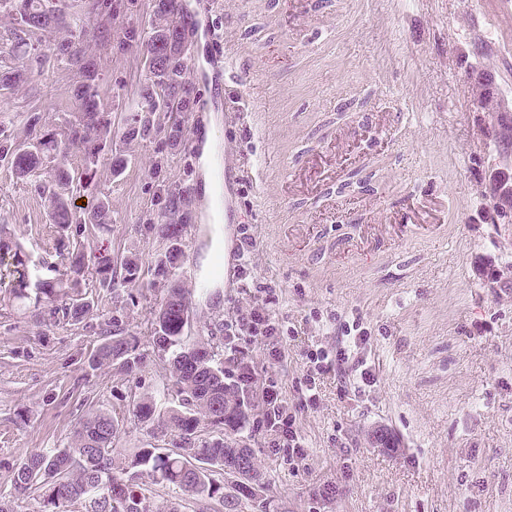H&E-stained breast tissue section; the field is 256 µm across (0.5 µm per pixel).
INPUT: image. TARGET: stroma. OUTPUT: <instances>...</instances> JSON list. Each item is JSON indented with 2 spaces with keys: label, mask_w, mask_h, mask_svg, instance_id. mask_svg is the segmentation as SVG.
Here are the masks:
<instances>
[{
  "label": "stroma",
  "mask_w": 512,
  "mask_h": 512,
  "mask_svg": "<svg viewBox=\"0 0 512 512\" xmlns=\"http://www.w3.org/2000/svg\"><path fill=\"white\" fill-rule=\"evenodd\" d=\"M182 0L199 28L189 40L199 69H187L206 146L192 134L175 144L113 134L95 166L112 201V229L97 245L136 256V284L116 281L91 321L122 309L147 365L127 382L96 371L87 356L100 338L62 323L42 335L23 311L0 305V493L26 453L70 443L88 403L116 414L115 446L129 458L154 440L129 410L131 396L158 394L162 376L150 322L164 284L155 261L168 241L153 225L167 192L186 191L190 218L173 280L193 291L190 344L234 320L252 302L225 280L224 219L210 188L225 163L243 178L238 206L256 239L252 275L275 288V336L233 337L234 356L254 369L253 395L277 382L284 411L295 414L306 456L276 450L266 410L226 434L250 448L268 487L269 512H512V294L480 274L512 266V224L476 213L477 181L491 160L476 134L477 85L457 63L475 51L512 104V23L493 0ZM112 45L92 48L113 127L134 112L145 59L125 30L149 31L152 0H112ZM11 18L0 15V61L29 71L0 97V127L20 131L30 117L62 128L74 110V71L51 58L47 37L30 46L49 56L33 66L14 46ZM231 40L260 88L261 117L225 122L201 71L214 42ZM124 155L120 171L114 156ZM377 183L374 192L340 196L346 175ZM0 224L42 276L54 230L34 181L0 164ZM360 318L370 332L357 351L374 381L340 386L321 376L306 407L305 354L336 345V325ZM394 445L382 447L379 434ZM332 495H322L323 487Z\"/></svg>",
  "instance_id": "1"
}]
</instances>
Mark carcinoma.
Here are the masks:
<instances>
[{
    "instance_id": "carcinoma-1",
    "label": "carcinoma",
    "mask_w": 512,
    "mask_h": 512,
    "mask_svg": "<svg viewBox=\"0 0 512 512\" xmlns=\"http://www.w3.org/2000/svg\"><path fill=\"white\" fill-rule=\"evenodd\" d=\"M0 0V13L7 12L24 24L22 14L38 12L44 0ZM92 18H112V0H91L85 6ZM52 21L47 33L54 36L53 51L65 60L82 78L74 91L77 102L72 118L61 131L25 130L24 137L0 139V161L10 160V168L19 179H38L37 188L48 216L55 225L54 249L60 258L55 276L41 279L34 275L29 255L21 244L11 238L7 225L0 224V288L8 291V302L25 310L45 324L61 322L85 324L95 300L87 292L90 285L103 292H112L114 272L124 271L129 283L139 278V266L131 257L119 258L108 251H90V240L96 233L110 231L112 203L102 194L89 210L73 209L71 197L61 196L58 189L74 182V176L62 159L72 149L84 159L86 184L91 190L94 167L101 145L112 134V113L102 102L99 74L89 52L90 45L102 46L104 40L96 25L81 24L53 5L48 9ZM186 24L181 0H155L151 30L140 35L135 30L124 33V39L140 43L144 56L162 59L161 67L147 69V85L136 113L127 118L123 138L128 141L147 140L159 136L176 142L182 138L180 121L163 124L153 118L156 112H191L193 98L186 80V65L180 48ZM467 73L475 78L479 96L485 99L497 92L492 76L474 66ZM512 188L501 182L489 169L481 182L480 196L487 200ZM187 197L178 190L169 194L161 223L155 225L158 235L169 241L159 274L166 275L182 256L176 229L187 220ZM484 276L500 290L512 289V277L500 268L489 265ZM192 294L179 283L167 285L166 294L151 321L152 343L158 356L168 357V381L163 383V397L172 403L167 411L157 410L151 397H139L133 406L137 421L150 429L156 438L169 437L173 448H141L129 462H117L114 442L119 420L102 408L83 415L74 432L73 441L63 448L26 454L13 468L11 493L40 500V512H71L79 505L82 512H161L150 494V486L168 484L199 505V512H208L211 501L219 500L227 512H239L242 505L253 509L266 508V499L255 492L261 484L259 473L248 448H231L224 438H198L200 422L222 432H237L248 423V402L236 384L217 387V375L226 373L220 358L216 336H210L211 353L201 358L186 347L189 310ZM122 314H115L100 325L101 342L87 358L92 369L115 367L119 374H137L146 362L137 337L124 333ZM237 467L246 473L243 481L224 483L218 476L224 468Z\"/></svg>"
}]
</instances>
